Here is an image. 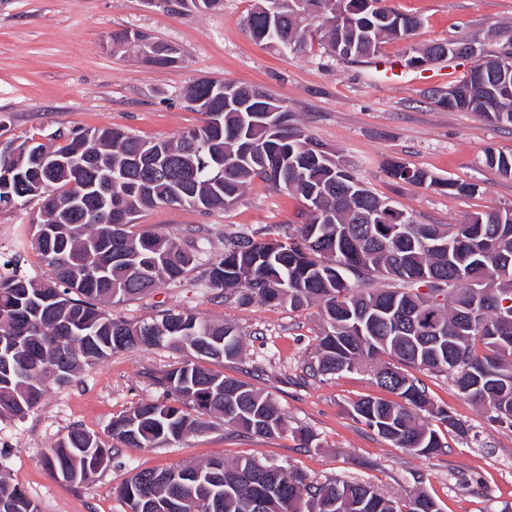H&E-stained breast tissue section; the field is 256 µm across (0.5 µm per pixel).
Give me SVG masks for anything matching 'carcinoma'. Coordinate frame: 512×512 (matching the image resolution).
Returning <instances> with one entry per match:
<instances>
[{
	"label": "carcinoma",
	"mask_w": 512,
	"mask_h": 512,
	"mask_svg": "<svg viewBox=\"0 0 512 512\" xmlns=\"http://www.w3.org/2000/svg\"><path fill=\"white\" fill-rule=\"evenodd\" d=\"M189 10L211 11L223 0H178ZM420 20L396 12L385 0H256L246 27L257 42L286 49L319 40L344 59L379 53L387 39L406 40ZM154 42L155 67L177 61V50ZM461 92L435 99L448 109L476 112L512 124V70L478 72L457 82ZM272 96L224 80H200L187 92L204 124L176 141L138 139L119 128L74 132L49 147L32 137L0 149V206L41 203L43 220L31 246L50 268L46 278L0 279V422L25 416L52 386L72 383L87 366L134 349L161 346L191 358L157 380L163 401L138 403L110 422L112 440L126 448H158L205 428L215 416L236 430L275 438L286 429L276 400L251 384L197 363L222 365L241 355L237 329L191 311L166 310L132 324L110 307L163 285H177L197 268L203 241L188 248L155 234L128 231L144 209L177 205L200 211L228 208L256 179L293 191L306 204L297 236L264 233L224 236V252L207 262L199 283L231 289L242 303L299 308L322 304L323 332L313 372L332 376L386 354L376 366L377 384L393 400L366 398L353 415L397 448L423 457L438 454V430L416 422L432 410L445 430L463 432L448 411L433 409L419 380L400 365H419L453 376L459 391L492 411L512 414V335L492 336L487 322L512 311V210L476 213L460 224H417L385 218L391 203L378 197L336 153L304 133L289 111L267 116ZM488 165L512 174V157L488 152ZM391 178L411 185L471 195L468 183L441 182L402 162L388 165ZM376 278L388 289L366 291ZM492 282L495 295L480 308L472 328L457 331L472 302V281ZM451 299L434 309L443 332L430 336L417 314L429 298ZM160 336L154 344L150 337ZM112 448L76 426L44 456L57 482L77 487L110 461ZM119 495L128 512L183 500L182 512H440L428 494L404 507L358 481L311 483L301 471L251 458H222L163 470L134 468ZM9 512H40L17 483L0 478V503Z\"/></svg>",
	"instance_id": "cac0c4a2"
}]
</instances>
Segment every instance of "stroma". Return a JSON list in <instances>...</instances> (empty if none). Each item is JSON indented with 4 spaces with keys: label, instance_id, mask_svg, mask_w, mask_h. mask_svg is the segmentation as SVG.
<instances>
[{
    "label": "stroma",
    "instance_id": "stroma-1",
    "mask_svg": "<svg viewBox=\"0 0 512 512\" xmlns=\"http://www.w3.org/2000/svg\"><path fill=\"white\" fill-rule=\"evenodd\" d=\"M420 18L410 42L391 40L378 56L344 61L319 41L298 51L255 42L245 19L254 0H224L200 13L177 0H0V138H35L57 146L79 130L116 127L150 140H175L201 125L186 92L202 78L224 79L272 94L288 106L296 124L354 167L377 196L392 201L419 224H455L477 212L512 207V177L487 165L486 149L512 156V125L487 122L474 112L436 105L429 90L447 91L445 72L462 78L465 60L406 66L408 46L464 38L479 53L499 48L498 29L512 27V0H386ZM140 32L174 47L178 61L146 64L114 35ZM398 160L442 181L474 184L470 196L407 185L384 172ZM40 218L38 204L0 209V264L18 259L30 277L50 274L30 244ZM306 220L300 197L256 180L237 202L207 213L180 206L143 211L130 230L185 243L202 229L210 254L222 236L278 227L289 232ZM196 273L180 286L155 289L142 299L113 307L131 322L167 309L191 310L238 328L240 358L225 364L226 376L271 394L286 414L287 428L267 439L242 433L213 418L206 431L165 448H118L105 468L84 484L52 480L43 457L68 429L80 426L107 437L112 417L161 396L156 380L181 362L166 349L114 354L86 368L65 387H51L22 420L0 423V473L25 487L41 512H125L117 489L130 465L167 468L212 457L226 462L250 457L309 480L360 481L398 501L419 491L441 512H502L512 506V425L464 398L448 374L419 366L407 372L425 387L431 403L447 409L463 433H443L445 446L426 459L393 446L352 415L361 399L384 397L371 369L335 376L313 374L322 320L320 306L293 309L238 303L224 291L201 287Z\"/></svg>",
    "mask_w": 512,
    "mask_h": 512
}]
</instances>
